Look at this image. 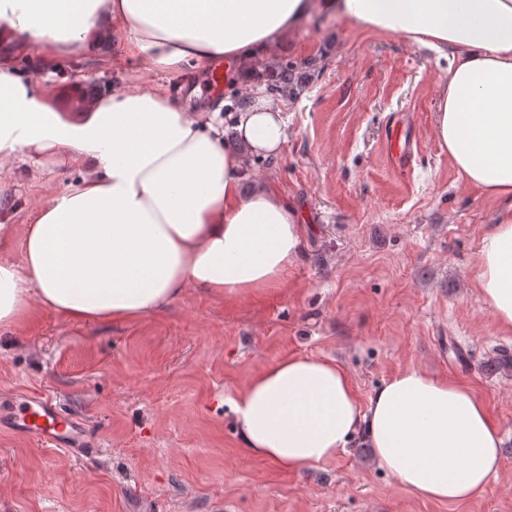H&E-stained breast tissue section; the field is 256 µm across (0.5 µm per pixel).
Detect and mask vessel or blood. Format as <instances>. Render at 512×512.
Returning <instances> with one entry per match:
<instances>
[{
    "mask_svg": "<svg viewBox=\"0 0 512 512\" xmlns=\"http://www.w3.org/2000/svg\"><path fill=\"white\" fill-rule=\"evenodd\" d=\"M413 141L406 130L392 129L388 154L398 168H407ZM41 441L45 447L63 448L79 454L86 450L89 437L84 427L65 414L58 404L44 395L20 394L15 402L0 405V429Z\"/></svg>",
    "mask_w": 512,
    "mask_h": 512,
    "instance_id": "obj_1",
    "label": "vessel or blood"
}]
</instances>
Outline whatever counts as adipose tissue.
Returning a JSON list of instances; mask_svg holds the SVG:
<instances>
[{
    "instance_id": "1",
    "label": "adipose tissue",
    "mask_w": 512,
    "mask_h": 512,
    "mask_svg": "<svg viewBox=\"0 0 512 512\" xmlns=\"http://www.w3.org/2000/svg\"><path fill=\"white\" fill-rule=\"evenodd\" d=\"M317 12L447 57L434 136L464 184L499 204L477 285L512 333V0H0V44L17 48L0 56V169L25 159L77 173L29 223L0 224V327L35 307L120 323L160 313L189 287L264 292L282 287L302 249L287 199L262 185L242 194L247 164L224 142L220 109L190 110L161 84L92 96L65 76L45 85L20 70L18 52L60 64L107 41L116 62L145 59L169 76L223 64L247 100L233 120L238 139L271 157L287 121L247 67ZM232 410L246 448L280 468L331 461L362 437L377 466L425 500H469L502 462L483 400L417 368L364 404L335 360L293 356L254 376Z\"/></svg>"
}]
</instances>
